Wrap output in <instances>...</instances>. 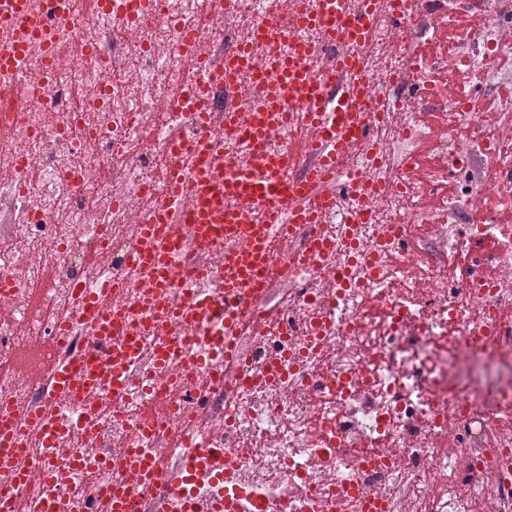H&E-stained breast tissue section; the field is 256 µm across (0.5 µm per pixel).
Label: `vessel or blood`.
I'll use <instances>...</instances> for the list:
<instances>
[{
    "mask_svg": "<svg viewBox=\"0 0 512 512\" xmlns=\"http://www.w3.org/2000/svg\"><path fill=\"white\" fill-rule=\"evenodd\" d=\"M38 9L35 0H0V89L13 88L21 79L24 60L37 42H54L67 33L61 0H45ZM373 0H364L362 12H352L349 0H317L313 12L300 16L302 24L321 23L329 30H341L352 45L365 43L371 32ZM370 84L357 74V58L337 55L332 65L314 71L307 48L301 47L284 61L276 76L272 95L275 108L242 114H224V128L242 152L252 154L251 164L220 173L222 159L213 143L200 140L184 144L169 136L167 150L172 157L168 189L145 209L135 260L146 263L149 279L138 314L151 322L167 315L196 328L216 329L224 337L223 355L233 357V340L238 319L254 314L265 298V286L275 278L278 267L274 246L294 238L298 230L318 223L336 202V189L353 193L358 181L343 175L344 159L352 147L371 145L367 113L345 109L351 97H364ZM301 108L304 122L314 137L299 157L298 177L284 178L287 157L257 154L256 148L283 122L286 106ZM264 211L263 224L248 223L246 209ZM225 243L224 291L200 290L186 306H172L165 290L173 282L177 266L192 263L190 243ZM331 250L316 234L307 233L294 255L296 262L319 261ZM103 289L83 293V306L97 350L68 353L50 367L47 381L52 390L71 401H81L98 380L101 363L112 366L113 388L130 384L137 355L131 343L111 344L112 319L102 307ZM139 481L167 482L178 487V469H168L151 456L137 464ZM201 512H243L241 496L213 494L200 502Z\"/></svg>",
    "mask_w": 512,
    "mask_h": 512,
    "instance_id": "b4317fda",
    "label": "vessel or blood"
}]
</instances>
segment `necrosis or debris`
<instances>
[{
	"instance_id": "1",
	"label": "necrosis or debris",
	"mask_w": 512,
	"mask_h": 512,
	"mask_svg": "<svg viewBox=\"0 0 512 512\" xmlns=\"http://www.w3.org/2000/svg\"><path fill=\"white\" fill-rule=\"evenodd\" d=\"M154 22L132 17L122 29L101 10L74 4L70 34L52 51L36 47L25 75L49 79L54 98L27 85L0 93V410L23 429L28 447L0 460V489L18 512L83 506L107 512L112 490L133 483L125 461L143 425L162 462L232 465L250 512H512V225L484 211L477 191L448 182L459 156L490 157V192L512 207V100L485 134L481 98H446L438 74L448 52L418 53L447 28V0H418L400 40L379 24L358 50L373 77L364 111L375 116L379 160L361 159L360 195H337L322 224L333 248L319 269L288 274L287 302L274 323L244 346V366L204 367L192 358L196 329L177 322L129 329L142 361L128 389L111 375L87 404L59 398L44 383L58 357L61 323L74 320L82 289L112 280L111 310L133 315L145 277L134 252L143 203L164 194L154 176L167 151L159 107L179 103L201 84L178 65L176 38L196 32L211 67L232 47L252 43L255 19L293 26L282 0H252L251 23L238 0H149ZM512 0H487L476 40L482 56H512L500 20ZM132 35L133 48L117 47ZM290 42L255 47L239 71L233 100L244 112L265 108L257 72L273 74ZM164 68V82L150 80ZM213 121L192 109L177 125L186 140L205 135L224 150L226 167L248 164L224 134V90H211ZM481 218L455 225L462 209ZM173 346L167 365L151 358ZM38 357L16 368L17 353ZM62 427L53 451L42 448L35 413ZM213 454L193 459L198 443ZM139 446V447H140ZM28 471L25 483L15 481Z\"/></svg>"
}]
</instances>
